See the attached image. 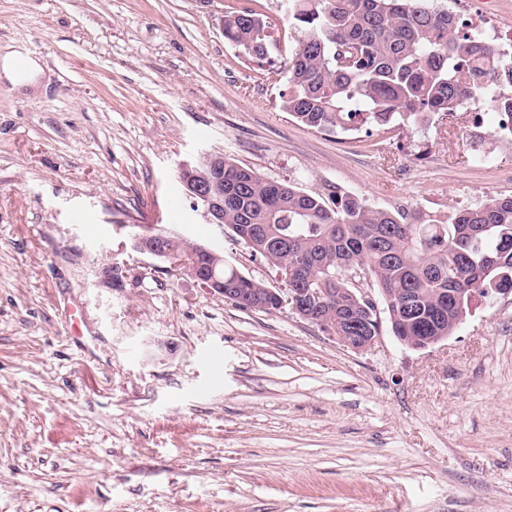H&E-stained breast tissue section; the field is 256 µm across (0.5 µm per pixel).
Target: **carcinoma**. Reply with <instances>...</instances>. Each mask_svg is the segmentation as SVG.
<instances>
[{
	"label": "carcinoma",
	"instance_id": "carcinoma-1",
	"mask_svg": "<svg viewBox=\"0 0 512 512\" xmlns=\"http://www.w3.org/2000/svg\"><path fill=\"white\" fill-rule=\"evenodd\" d=\"M302 30L288 58L282 106L318 132L427 126L483 100L507 120L512 135V50L469 33L459 16L433 0H288ZM268 25L256 10L224 15V40L255 60L266 59ZM204 162L195 180L224 177V227L257 229L248 246L283 271L288 288L318 289L307 299L308 322H339L353 336H378L373 305L350 295L356 271L375 282L396 320L393 336H446L448 289L469 292L491 281L512 288V196L459 209L446 219L375 208L363 197L327 184L306 193L262 178L227 157ZM224 293L239 307L266 285L238 268L217 266ZM417 307H402L406 297Z\"/></svg>",
	"mask_w": 512,
	"mask_h": 512
}]
</instances>
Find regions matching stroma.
I'll return each mask as SVG.
<instances>
[{
    "mask_svg": "<svg viewBox=\"0 0 512 512\" xmlns=\"http://www.w3.org/2000/svg\"><path fill=\"white\" fill-rule=\"evenodd\" d=\"M446 4L512 44V0ZM233 7L269 21L263 62L225 42ZM298 38L285 0H0V54L40 67L0 79V512H512V292L438 344L385 329L358 352L132 248L161 229L276 285L178 182L209 154L426 217L512 195L483 101L412 130L299 124ZM38 69L36 61L20 50L6 52L0 57L2 75L13 84L28 82Z\"/></svg>",
    "mask_w": 512,
    "mask_h": 512,
    "instance_id": "35a3bbf8",
    "label": "stroma"
}]
</instances>
